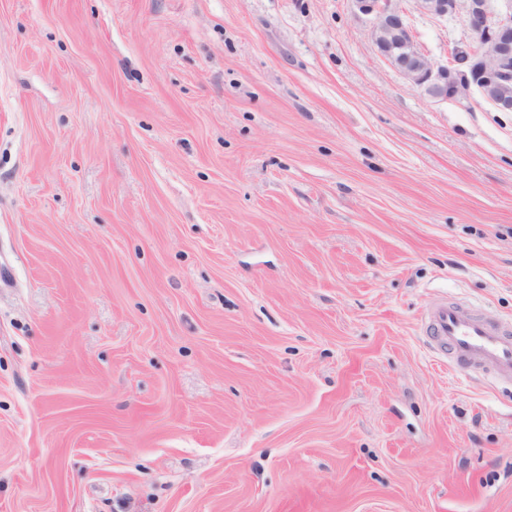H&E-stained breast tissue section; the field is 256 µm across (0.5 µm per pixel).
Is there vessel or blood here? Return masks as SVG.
<instances>
[{
    "mask_svg": "<svg viewBox=\"0 0 512 512\" xmlns=\"http://www.w3.org/2000/svg\"><path fill=\"white\" fill-rule=\"evenodd\" d=\"M423 334L451 368L512 380L511 327L441 298L428 309Z\"/></svg>",
    "mask_w": 512,
    "mask_h": 512,
    "instance_id": "vessel-or-blood-1",
    "label": "vessel or blood"
}]
</instances>
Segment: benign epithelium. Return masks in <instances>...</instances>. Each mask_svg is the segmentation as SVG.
Returning <instances> with one entry per match:
<instances>
[{
    "label": "benign epithelium",
    "mask_w": 512,
    "mask_h": 512,
    "mask_svg": "<svg viewBox=\"0 0 512 512\" xmlns=\"http://www.w3.org/2000/svg\"><path fill=\"white\" fill-rule=\"evenodd\" d=\"M467 4L472 42L453 50L445 65L435 66L418 48L402 14L392 0H350L354 10L372 21L371 37L377 51L406 78L438 101L460 100L474 91L499 112H512V0L505 11L490 9V0H415L435 16H448L457 4Z\"/></svg>",
    "instance_id": "benign-epithelium-1"
}]
</instances>
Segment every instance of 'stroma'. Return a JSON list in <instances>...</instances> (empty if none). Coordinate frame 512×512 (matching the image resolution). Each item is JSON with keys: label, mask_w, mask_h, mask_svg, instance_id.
I'll return each instance as SVG.
<instances>
[{"label": "stroma", "mask_w": 512, "mask_h": 512, "mask_svg": "<svg viewBox=\"0 0 512 512\" xmlns=\"http://www.w3.org/2000/svg\"><path fill=\"white\" fill-rule=\"evenodd\" d=\"M440 296L512 320V112L350 0H0V512H512Z\"/></svg>", "instance_id": "35a3bbf8"}]
</instances>
